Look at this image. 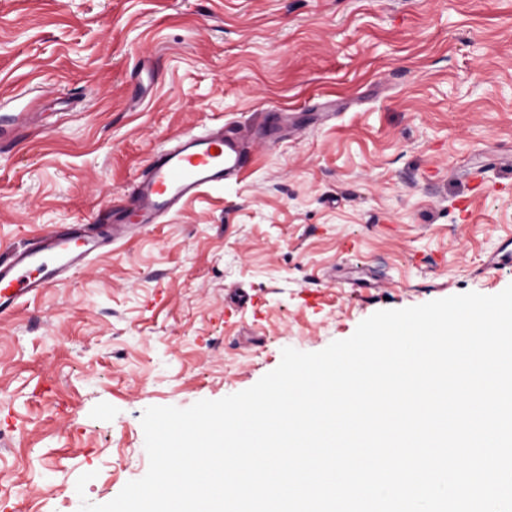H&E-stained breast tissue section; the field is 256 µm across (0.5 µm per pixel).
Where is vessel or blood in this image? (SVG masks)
Segmentation results:
<instances>
[{"instance_id":"1","label":"vessel or blood","mask_w":512,"mask_h":512,"mask_svg":"<svg viewBox=\"0 0 512 512\" xmlns=\"http://www.w3.org/2000/svg\"><path fill=\"white\" fill-rule=\"evenodd\" d=\"M245 141L217 125L185 134L158 147L134 182L124 204L104 209L95 226L55 229L29 247L0 255V316L43 292L71 271L86 266L129 229L155 224L204 189L222 186L249 163Z\"/></svg>"}]
</instances>
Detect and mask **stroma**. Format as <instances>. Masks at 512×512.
I'll list each match as a JSON object with an SVG mask.
<instances>
[{"instance_id":"1","label":"stroma","mask_w":512,"mask_h":512,"mask_svg":"<svg viewBox=\"0 0 512 512\" xmlns=\"http://www.w3.org/2000/svg\"><path fill=\"white\" fill-rule=\"evenodd\" d=\"M216 123L247 168L0 318V512L115 498L148 407L512 284V0H0V252Z\"/></svg>"}]
</instances>
